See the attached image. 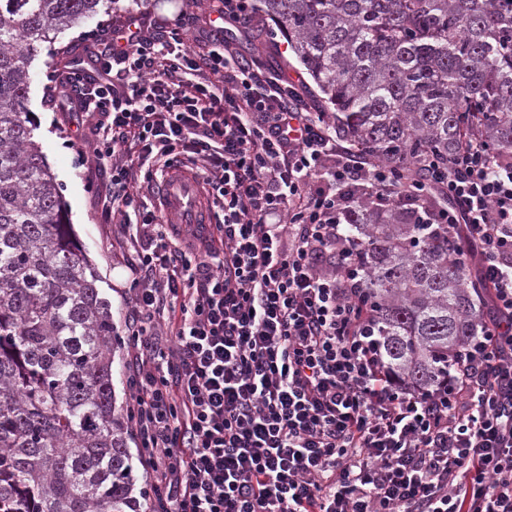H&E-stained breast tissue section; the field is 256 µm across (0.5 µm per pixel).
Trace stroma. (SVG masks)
I'll list each match as a JSON object with an SVG mask.
<instances>
[{"mask_svg":"<svg viewBox=\"0 0 512 512\" xmlns=\"http://www.w3.org/2000/svg\"><path fill=\"white\" fill-rule=\"evenodd\" d=\"M221 0H117L111 11H97L84 17L57 38L40 44L38 53L28 63L29 90L26 109L35 126V136L48 165L62 186L68 220L73 233L88 258L95 265L100 281L98 288L112 306V317L121 342L114 353L112 380L117 401L128 404V362L132 340L127 334L126 287L132 277L130 256L133 252L119 225L105 223L100 200L108 179L91 153L97 139L94 119L80 112L56 108V79L65 74L73 59L68 48L78 45L88 49L91 40L111 25L114 17L143 14L150 18H176L179 14L205 15L220 7ZM246 58H258L273 74L287 76L299 85V91L313 111H325L321 93L297 63L287 39L279 28L263 16H256L237 41Z\"/></svg>","mask_w":512,"mask_h":512,"instance_id":"stroma-1","label":"stroma"}]
</instances>
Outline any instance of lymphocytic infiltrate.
Returning a JSON list of instances; mask_svg holds the SVG:
<instances>
[{"instance_id": "lymphocytic-infiltrate-1", "label": "lymphocytic infiltrate", "mask_w": 512, "mask_h": 512, "mask_svg": "<svg viewBox=\"0 0 512 512\" xmlns=\"http://www.w3.org/2000/svg\"><path fill=\"white\" fill-rule=\"evenodd\" d=\"M113 20L95 76L69 66L60 106L94 118L102 203L137 243L127 329L129 419L150 512H512V159L461 144L426 179L427 222L464 231L489 288L488 336L425 393L398 381L349 273L344 199L312 190L387 170L340 145L294 83L242 60L226 27ZM186 171L215 209L206 234L128 212L139 183Z\"/></svg>"}]
</instances>
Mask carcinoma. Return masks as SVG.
<instances>
[{
	"label": "carcinoma",
	"mask_w": 512,
	"mask_h": 512,
	"mask_svg": "<svg viewBox=\"0 0 512 512\" xmlns=\"http://www.w3.org/2000/svg\"><path fill=\"white\" fill-rule=\"evenodd\" d=\"M103 0H0V512H140L118 330L24 112L27 61ZM390 193L467 140L512 158V0H259ZM382 359L423 392L483 334L486 286L439 224L361 193L346 214Z\"/></svg>",
	"instance_id": "carcinoma-1"
}]
</instances>
